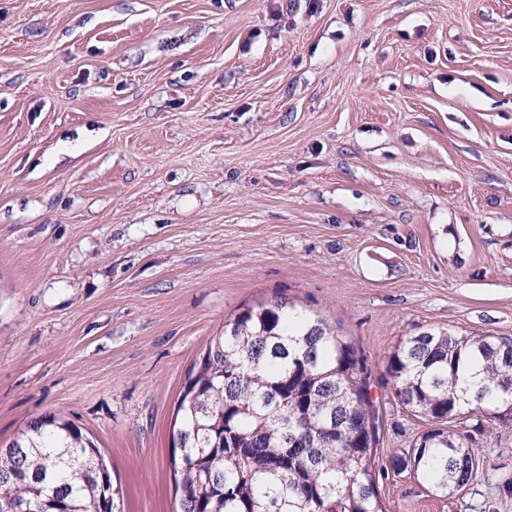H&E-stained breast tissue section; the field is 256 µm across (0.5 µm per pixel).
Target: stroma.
I'll return each instance as SVG.
<instances>
[{"label": "stroma", "instance_id": "1", "mask_svg": "<svg viewBox=\"0 0 512 512\" xmlns=\"http://www.w3.org/2000/svg\"><path fill=\"white\" fill-rule=\"evenodd\" d=\"M282 290L365 355L384 462L429 426L400 339L512 338V0H0V441L66 414L179 512L183 382ZM451 427L469 485L386 512H512V424Z\"/></svg>", "mask_w": 512, "mask_h": 512}]
</instances>
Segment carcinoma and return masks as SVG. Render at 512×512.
Masks as SVG:
<instances>
[{
    "mask_svg": "<svg viewBox=\"0 0 512 512\" xmlns=\"http://www.w3.org/2000/svg\"><path fill=\"white\" fill-rule=\"evenodd\" d=\"M384 372L397 402L431 422L391 466L437 493L465 488L478 456L444 419L512 422V341L422 332L399 341ZM369 378L361 350L288 295L241 306L180 394V512H385ZM117 496L96 444L62 414L0 443V512H118Z\"/></svg>",
    "mask_w": 512,
    "mask_h": 512,
    "instance_id": "carcinoma-1",
    "label": "carcinoma"
}]
</instances>
